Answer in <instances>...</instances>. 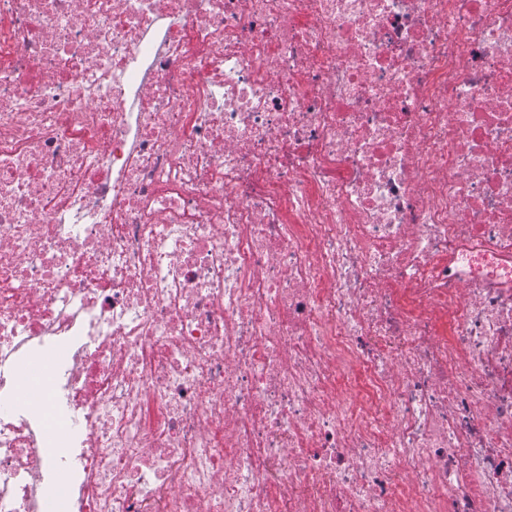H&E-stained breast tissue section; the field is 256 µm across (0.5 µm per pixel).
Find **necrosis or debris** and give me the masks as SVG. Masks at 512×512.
Here are the masks:
<instances>
[{"mask_svg": "<svg viewBox=\"0 0 512 512\" xmlns=\"http://www.w3.org/2000/svg\"><path fill=\"white\" fill-rule=\"evenodd\" d=\"M0 512H512V0H0Z\"/></svg>", "mask_w": 512, "mask_h": 512, "instance_id": "obj_1", "label": "necrosis or debris"}]
</instances>
